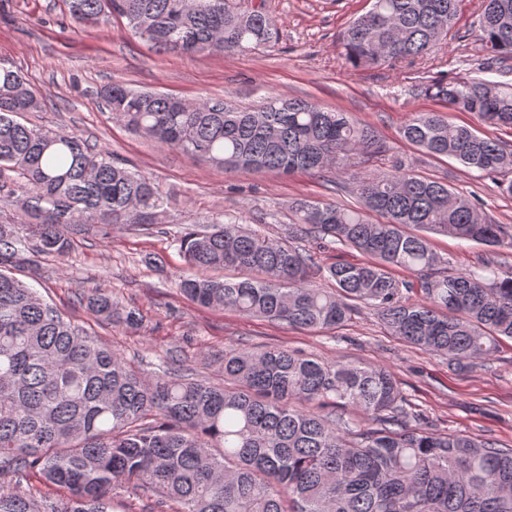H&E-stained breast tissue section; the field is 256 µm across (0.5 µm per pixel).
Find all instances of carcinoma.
Instances as JSON below:
<instances>
[{"mask_svg": "<svg viewBox=\"0 0 512 512\" xmlns=\"http://www.w3.org/2000/svg\"><path fill=\"white\" fill-rule=\"evenodd\" d=\"M462 0H370L341 38L354 68L436 57ZM75 23L114 18L159 50L181 54L272 48L278 30L264 2L66 0ZM482 70L512 59V0H486L478 18ZM415 91L489 127H512V86L480 77L420 78ZM112 117L168 149L229 171L348 173L357 154L386 146L349 112L269 96L242 109L186 101L111 82ZM45 98L0 60V176L10 172L26 224H0V266L32 250L67 254L79 224H130L150 233L163 201L154 181L65 130L18 120ZM409 144L483 174L512 173V149L444 112H417ZM355 203L296 200L288 238L237 221L206 223L179 240L192 269L181 296L204 308L310 331L374 307L384 326L437 354L448 369L494 355L512 339V269L489 263L448 272L429 235L512 250V225L488 220L472 199L399 163L350 176ZM309 238L353 249L359 263L319 264ZM401 268L417 282L394 277ZM326 273L336 287H316ZM78 302L110 324L134 325L99 287ZM224 383L171 367L150 378L38 292L0 270V477L35 475L69 491L65 502L0 490V512H112L113 491L149 492L174 512H512V448L435 433L381 365L319 361L280 346L224 350Z\"/></svg>", "mask_w": 512, "mask_h": 512, "instance_id": "1", "label": "carcinoma"}]
</instances>
